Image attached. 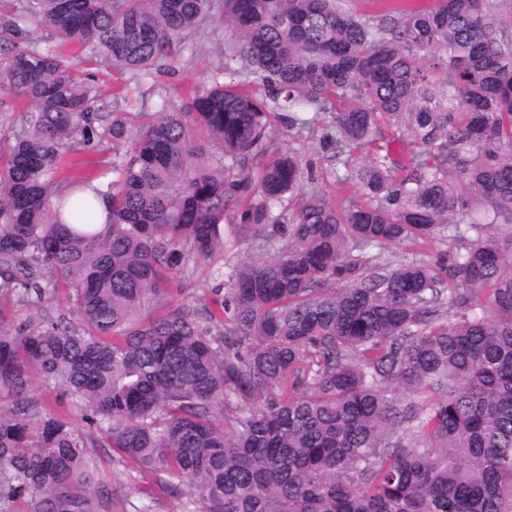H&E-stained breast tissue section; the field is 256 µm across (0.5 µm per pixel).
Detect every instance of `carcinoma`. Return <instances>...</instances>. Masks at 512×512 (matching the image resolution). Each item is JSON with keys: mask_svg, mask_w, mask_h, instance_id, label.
Masks as SVG:
<instances>
[{"mask_svg": "<svg viewBox=\"0 0 512 512\" xmlns=\"http://www.w3.org/2000/svg\"><path fill=\"white\" fill-rule=\"evenodd\" d=\"M216 17L249 78L136 133L58 47L149 75ZM30 23L55 43L0 46V93L29 106L0 154V297L36 307L0 321V512H98L97 448L182 512H512V0H0L1 42ZM258 85L294 124L332 114L361 200L288 214L303 171L267 159ZM383 119L426 150L353 160ZM226 231L257 253L197 294ZM444 231L433 261L349 253Z\"/></svg>", "mask_w": 512, "mask_h": 512, "instance_id": "cac0c4a2", "label": "carcinoma"}]
</instances>
